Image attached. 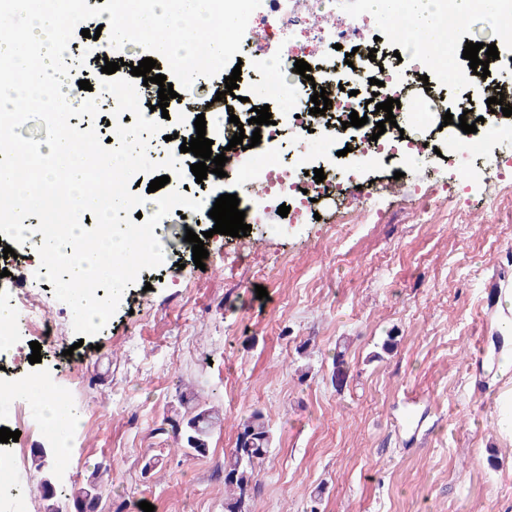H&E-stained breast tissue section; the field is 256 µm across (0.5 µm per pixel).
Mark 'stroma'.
I'll list each match as a JSON object with an SVG mask.
<instances>
[{"label": "stroma", "instance_id": "1", "mask_svg": "<svg viewBox=\"0 0 512 512\" xmlns=\"http://www.w3.org/2000/svg\"><path fill=\"white\" fill-rule=\"evenodd\" d=\"M506 153L512 142L490 144L469 170L466 201L437 198L430 223L410 203L424 167L398 179L377 168L368 178L405 189L381 197L378 219L334 239L272 207L248 239H205L201 269L171 213L163 263L85 338L52 284L35 277L36 237L15 246L11 287L42 297L74 352L46 342L40 363L23 354L7 371L83 374L62 401L74 419L68 440L27 439L56 455L48 474L63 493L58 506L98 470V512H141L143 501L154 512H224L209 469L223 465L241 417L259 409L273 443L247 512H512V436L499 421L507 383L485 359L504 306L483 294L495 274L512 285V220L484 223L480 209ZM339 350L350 367L340 387L331 380ZM411 400L416 429L401 420ZM209 407L222 427L205 455L187 454L168 421Z\"/></svg>", "mask_w": 512, "mask_h": 512}]
</instances>
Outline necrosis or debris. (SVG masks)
<instances>
[{"label": "necrosis or debris", "mask_w": 512, "mask_h": 512, "mask_svg": "<svg viewBox=\"0 0 512 512\" xmlns=\"http://www.w3.org/2000/svg\"><path fill=\"white\" fill-rule=\"evenodd\" d=\"M269 9L251 15L248 26L256 41L282 38L286 47L277 59L251 54V64L261 70L278 68L288 76L286 83L273 85L271 97L288 96L296 104L291 116L277 117L275 123L253 127V109L239 112L245 135L260 131L259 145L240 151L237 165L230 174L242 187L239 210L244 211L246 224L261 221L269 202L286 203L290 212L288 221L303 224L316 213L337 215L345 195L355 197L352 222L363 223L377 217L376 201L379 189L365 181L363 174L371 167L406 164H424L427 171H435L439 158L431 142L443 126L448 110L444 99L432 96L424 88L405 81L395 68H379L371 62L367 51L349 56L344 52L354 33L371 30L386 22L374 5V0H356L355 14H346L341 0H268ZM433 26L442 32V52L445 63L435 64L434 55L424 44L396 35L394 41L410 63L413 72L436 74L439 83H451L459 97L474 94L480 82L472 69L459 68L463 48L455 40V33L466 26L485 31V44H497L512 39V0H495L487 7L485 0H472L468 12H459L455 0H436ZM311 66L309 77L295 76L296 60ZM381 80V87H373V80ZM325 88L333 112L367 116V123L359 128L350 126L341 130L322 121L321 115L310 114L301 98L310 86ZM400 102L398 110L404 120L403 128L387 127L377 134L376 124L382 121L377 113V102L387 98ZM291 129L297 140L316 133L323 142L319 159L297 157L285 164L279 159L283 129ZM359 141L357 152L339 155L341 135ZM512 139V127L493 120L479 123L476 132L452 134L448 137V165L452 169L469 167L472 160L484 152L492 141ZM323 170L326 178L316 182L314 170ZM23 384L17 378L0 376V428L25 432L42 431L43 423L36 414H24L19 399Z\"/></svg>", "instance_id": "necrosis-or-debris-1"}]
</instances>
